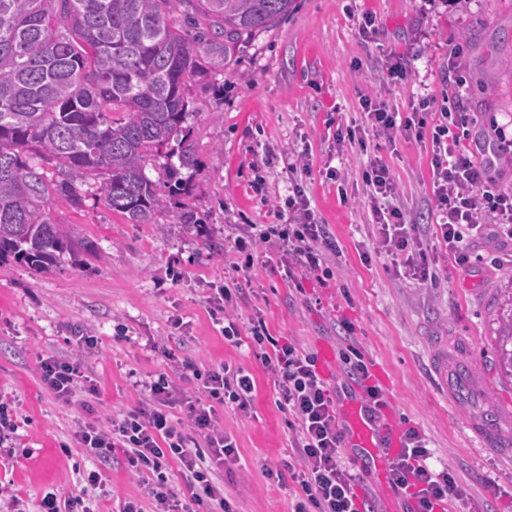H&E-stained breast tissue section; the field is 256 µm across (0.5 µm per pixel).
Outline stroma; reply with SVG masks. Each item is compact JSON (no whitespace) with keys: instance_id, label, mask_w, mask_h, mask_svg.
<instances>
[{"instance_id":"stroma-1","label":"stroma","mask_w":512,"mask_h":512,"mask_svg":"<svg viewBox=\"0 0 512 512\" xmlns=\"http://www.w3.org/2000/svg\"><path fill=\"white\" fill-rule=\"evenodd\" d=\"M368 16L374 29L363 27ZM510 58L512 0H294L276 26L241 44L226 72L191 84L194 165L180 171V204L130 224L102 200L76 208L52 196V222L96 242L99 253L40 274L22 263L0 266V410L16 426L0 440V486L22 498L26 512H38L49 492H82L92 512H121L141 498L139 480L118 462L103 485L87 488L92 460L73 433L137 405L136 379L165 373L196 395V380L176 366L186 359L203 371L228 364L251 373L250 410L216 412L237 448L220 481L235 512H290L291 489L264 473L292 453L276 378L251 348L225 343L209 314L214 289L233 279L242 330L262 320L273 338L317 353L333 384L345 378L343 356L353 351L382 372L380 389L400 428L425 433L431 467L447 466L464 489L450 512H512V457L480 446L433 370L440 346L469 337L483 404L512 405L495 341L498 307L512 286V239L486 225L462 264L426 234L435 277L412 280L380 253L361 180L369 158L383 157L399 203L414 223L433 224L430 147L401 137L385 144L361 106L377 96L405 116L429 95L465 112L463 142L473 152L496 148L490 176L512 194V69L503 65ZM395 64L405 79L389 78ZM346 125L359 126L366 148L340 156L336 131ZM301 154L308 170L290 171ZM336 167L347 177L342 194L327 176ZM297 188L340 247L326 259L333 278L289 274L275 244L260 247L247 270H231L233 239L254 224L287 223L286 200ZM175 316L181 328L172 327ZM83 333L98 338L87 360L99 389L89 411L57 399L39 373L42 358L74 357Z\"/></svg>"}]
</instances>
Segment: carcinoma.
Here are the masks:
<instances>
[{
  "label": "carcinoma",
  "mask_w": 512,
  "mask_h": 512,
  "mask_svg": "<svg viewBox=\"0 0 512 512\" xmlns=\"http://www.w3.org/2000/svg\"><path fill=\"white\" fill-rule=\"evenodd\" d=\"M291 4L0 0V265L42 273L80 248L97 254L51 222L54 193L76 207L99 196L130 224L168 209L182 191L173 158L194 162L188 87ZM505 306L497 365L512 379V294Z\"/></svg>",
  "instance_id": "cac0c4a2"
}]
</instances>
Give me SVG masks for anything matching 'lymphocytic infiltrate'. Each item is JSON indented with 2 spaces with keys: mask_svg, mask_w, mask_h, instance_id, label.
<instances>
[{
  "mask_svg": "<svg viewBox=\"0 0 512 512\" xmlns=\"http://www.w3.org/2000/svg\"><path fill=\"white\" fill-rule=\"evenodd\" d=\"M372 128L387 139L396 132L421 142H432V179L436 224L440 241L448 251L466 262L464 245L483 226L493 224L512 237V195L495 190L487 166L478 162L452 127L462 121L461 113L447 109L430 111L429 101H421L415 112L398 120L395 112L382 101H362ZM369 189L372 214L379 227L383 253L401 260L405 273L417 281L430 276L425 254L420 247L418 225L401 206L381 207V200L395 197L398 186L388 166L373 159L362 173ZM293 216L286 224H259L254 232L236 237L233 253L251 258L259 245L279 244L289 266L307 271L320 270L324 252L336 251L337 245L325 225L315 223L304 208L300 195L288 199ZM239 289H217L210 299V315L221 323L225 342L241 346L250 341L262 350L263 362L277 379L279 403L292 417L291 446L296 461L288 469L266 468L268 479L277 483L291 481L300 493L292 512H361L355 490L356 477L341 461L343 434L329 385L317 371V357L291 342L279 343L269 336L263 324H254L249 338H242L234 303ZM77 356L71 360L47 357L40 362V378L56 398L72 402L80 395L96 394L97 389L84 370L85 359L98 347L94 336L76 339ZM202 384L198 397H177L167 374H159L143 383V398L138 406L111 420L109 426L88 423L78 426L74 438L97 465L85 480L89 486L102 483L103 469L115 456H122L132 474L144 485L146 502L126 501L122 512H233L218 480V470L236 458L234 442L225 436L216 420V408L231 405L246 411L255 390L251 374L243 368L223 365L203 372L183 362ZM183 406L185 420L193 427L184 434L180 420L174 419L173 406ZM203 440L207 450H194L195 440ZM428 442L417 428L402 435V448L389 466L392 483L408 491L413 512H446L447 505L461 497L462 491L448 470L434 471L427 461ZM180 480L185 494L172 487ZM151 510H144V503Z\"/></svg>",
  "mask_w": 512,
  "mask_h": 512,
  "instance_id": "lymphocytic-infiltrate-1",
  "label": "lymphocytic infiltrate"
}]
</instances>
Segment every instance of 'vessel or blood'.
Instances as JSON below:
<instances>
[{"mask_svg":"<svg viewBox=\"0 0 512 512\" xmlns=\"http://www.w3.org/2000/svg\"><path fill=\"white\" fill-rule=\"evenodd\" d=\"M435 368L441 386L451 399L465 401L483 389L477 371L465 363L456 348L439 351ZM336 409L344 427L347 447L360 449L369 469L384 472L401 446L400 432L391 418L358 396L341 398ZM466 426L483 445L505 450L512 448L511 407L478 408L468 416Z\"/></svg>","mask_w":512,"mask_h":512,"instance_id":"vessel-or-blood-1","label":"vessel or blood"}]
</instances>
